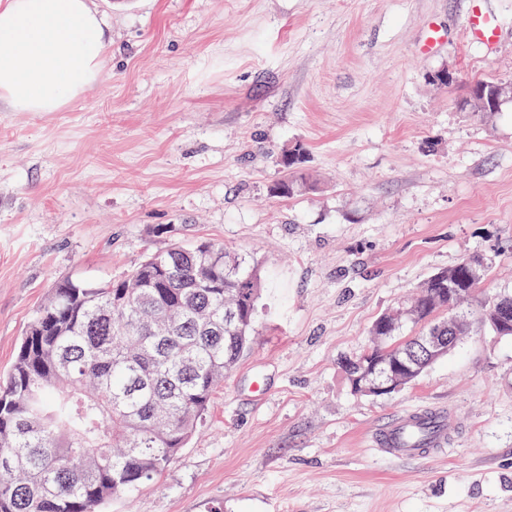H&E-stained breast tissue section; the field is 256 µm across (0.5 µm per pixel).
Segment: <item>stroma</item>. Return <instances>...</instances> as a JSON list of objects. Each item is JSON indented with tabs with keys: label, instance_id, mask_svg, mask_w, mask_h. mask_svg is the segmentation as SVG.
Returning a JSON list of instances; mask_svg holds the SVG:
<instances>
[{
	"label": "stroma",
	"instance_id": "obj_1",
	"mask_svg": "<svg viewBox=\"0 0 512 512\" xmlns=\"http://www.w3.org/2000/svg\"><path fill=\"white\" fill-rule=\"evenodd\" d=\"M101 78L55 112L0 106V373L53 285L212 240L264 278L254 339L165 471L98 512H512V336L481 331L396 393L341 367L377 315L468 254L512 291V0H90ZM442 31L428 55L430 25ZM451 75L448 84L435 72ZM317 187L271 195L283 151ZM448 411V451L395 460L373 430ZM482 0H472V8L467 15L465 26L471 40L491 45L496 41V30L484 13ZM470 89V99L473 98L492 111L500 110L503 104L512 101L511 85L477 81L470 85Z\"/></svg>",
	"mask_w": 512,
	"mask_h": 512
}]
</instances>
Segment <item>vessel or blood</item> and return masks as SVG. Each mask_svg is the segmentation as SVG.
Returning <instances> with one entry per match:
<instances>
[{
  "mask_svg": "<svg viewBox=\"0 0 512 512\" xmlns=\"http://www.w3.org/2000/svg\"><path fill=\"white\" fill-rule=\"evenodd\" d=\"M465 26L471 40L486 45L495 43L496 30L483 11L481 0H472ZM376 443L384 455L396 460L421 455L427 448L446 452L448 414L438 410H405L379 430Z\"/></svg>",
  "mask_w": 512,
  "mask_h": 512,
  "instance_id": "vessel-or-blood-1",
  "label": "vessel or blood"
}]
</instances>
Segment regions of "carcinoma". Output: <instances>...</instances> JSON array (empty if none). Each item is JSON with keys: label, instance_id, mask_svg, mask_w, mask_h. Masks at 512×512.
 Wrapping results in <instances>:
<instances>
[{"label": "carcinoma", "instance_id": "cac0c4a2", "mask_svg": "<svg viewBox=\"0 0 512 512\" xmlns=\"http://www.w3.org/2000/svg\"><path fill=\"white\" fill-rule=\"evenodd\" d=\"M288 154L271 188L281 198L314 188L306 148ZM492 267L475 253L431 274L411 302L374 320L370 345L344 363L348 379L371 361L421 354L424 336H512L499 327L512 294L459 308ZM261 290L246 256L207 240L156 251L121 279L58 283L0 379V512H96L165 470L250 348Z\"/></svg>", "mask_w": 512, "mask_h": 512}]
</instances>
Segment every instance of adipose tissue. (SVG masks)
I'll return each mask as SVG.
<instances>
[{
  "label": "adipose tissue",
  "instance_id": "ef3b65f1",
  "mask_svg": "<svg viewBox=\"0 0 512 512\" xmlns=\"http://www.w3.org/2000/svg\"><path fill=\"white\" fill-rule=\"evenodd\" d=\"M109 46L87 0H0V105L59 110L98 81Z\"/></svg>",
  "mask_w": 512,
  "mask_h": 512
}]
</instances>
